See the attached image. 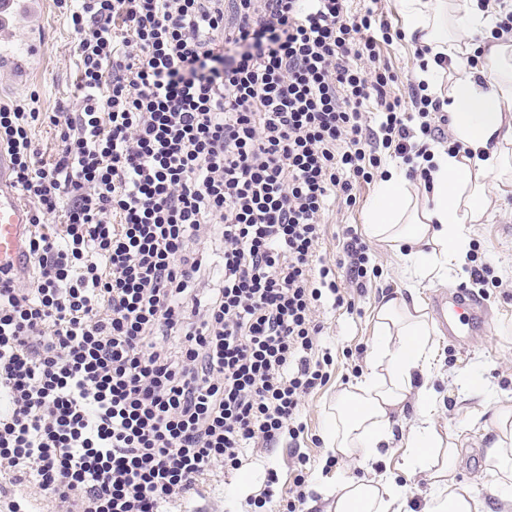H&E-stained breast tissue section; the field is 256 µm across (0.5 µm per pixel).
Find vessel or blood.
Instances as JSON below:
<instances>
[{
	"mask_svg": "<svg viewBox=\"0 0 512 512\" xmlns=\"http://www.w3.org/2000/svg\"><path fill=\"white\" fill-rule=\"evenodd\" d=\"M42 4L43 0H0V75L12 83L25 82L29 61L45 46V32L36 22ZM30 222L15 193L0 184V267L22 266ZM436 307L442 329L459 343H467L484 327L481 303L470 291L437 299Z\"/></svg>",
	"mask_w": 512,
	"mask_h": 512,
	"instance_id": "vessel-or-blood-1",
	"label": "vessel or blood"
}]
</instances>
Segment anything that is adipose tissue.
<instances>
[{"instance_id": "obj_1", "label": "adipose tissue", "mask_w": 512, "mask_h": 512, "mask_svg": "<svg viewBox=\"0 0 512 512\" xmlns=\"http://www.w3.org/2000/svg\"><path fill=\"white\" fill-rule=\"evenodd\" d=\"M405 33L428 47L419 79L440 98L455 150H432L431 191L411 190L402 170L382 179L367 214L365 232L387 244L413 273L443 276L464 265L467 228L486 223L493 206L512 196V32H495L500 10L512 0H400ZM477 54L467 66L461 51ZM452 62L444 69L442 59ZM450 88H442L443 78ZM433 328L415 296L385 295L375 311L374 341L364 371L339 392L326 440L336 455L365 463L380 458L395 425L413 411L406 440L408 473H427L432 487L421 512H481L470 486L456 483L458 448L433 425L439 398L434 381ZM495 437L485 451V470L512 489V408H498ZM407 488L382 477L349 478L338 485L324 512H408Z\"/></svg>"}]
</instances>
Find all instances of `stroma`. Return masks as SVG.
<instances>
[{
    "label": "stroma",
    "mask_w": 512,
    "mask_h": 512,
    "mask_svg": "<svg viewBox=\"0 0 512 512\" xmlns=\"http://www.w3.org/2000/svg\"><path fill=\"white\" fill-rule=\"evenodd\" d=\"M43 23L47 41L43 53L29 65L25 84L14 85L0 78V102L10 103L36 96L40 111L52 113L59 107H72L79 95V57L69 21L56 0H44ZM415 44L409 40L381 46L383 63L397 73L390 87L391 96L408 98V80L417 79V63L413 58ZM377 183H359L357 203H336L323 216L320 254L327 263L343 255L342 230L346 226L362 229L364 213L377 191ZM469 253L477 264L490 267L494 284L486 286L481 300L489 315V329L465 345L452 341L442 329L434 331V362L438 373L448 383V391L436 405L434 424L440 433L449 434L461 450L455 472L458 483L470 486L483 501L487 512H499L503 490L483 468L485 449L494 437L491 419L495 408L512 406V206L494 213L488 223L475 225L468 232ZM370 256L377 268L376 276L363 285L351 283L344 269H337L341 290L352 309L320 308L317 317L324 325L318 338L322 351L331 363L325 385L304 398L303 420L306 429L296 443L281 441L273 448L256 449L238 471L218 475L203 495L192 497L190 512H248L247 502L260 495L269 471H276L280 488H289L291 465L295 451L309 457L306 501L303 512H322V494L351 477L370 476L373 468L336 455L324 439L327 422L337 392L353 382L365 367L372 342L373 310L382 295L403 294L414 289L427 310H434L435 297H442L462 287L469 274L449 266L445 283L427 280L409 285L399 269L402 265L395 253L376 241L368 243ZM483 384L481 394L468 388L469 380ZM406 440L395 437L387 455V468L396 482L409 488L411 512H419L429 491L426 474H410L402 464L407 453Z\"/></svg>",
    "instance_id": "1"
}]
</instances>
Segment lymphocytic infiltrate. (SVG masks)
<instances>
[{
  "mask_svg": "<svg viewBox=\"0 0 512 512\" xmlns=\"http://www.w3.org/2000/svg\"><path fill=\"white\" fill-rule=\"evenodd\" d=\"M235 19L227 21L225 2ZM348 0H57L80 57L75 110L0 103L12 182L36 205L26 276L0 269V474L56 512H177L217 467L298 439L321 305L345 298L318 253L380 149L412 166L447 115L390 96L383 11ZM63 213L62 230L41 231ZM219 237L206 286L201 240ZM293 489L252 505L299 512ZM32 137L39 145L42 159L52 162L60 148L58 128L46 118L32 127Z\"/></svg>",
  "mask_w": 512,
  "mask_h": 512,
  "instance_id": "obj_1",
  "label": "lymphocytic infiltrate"
}]
</instances>
